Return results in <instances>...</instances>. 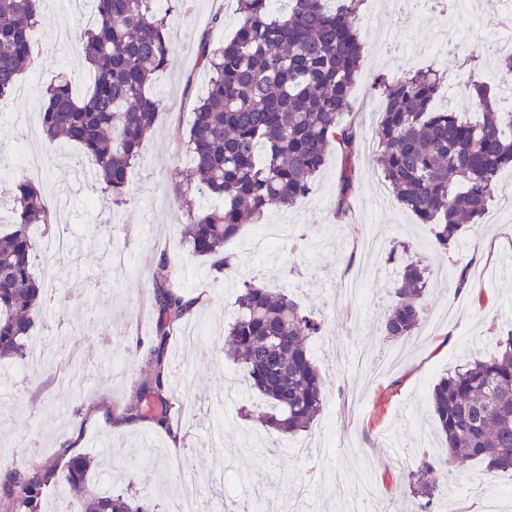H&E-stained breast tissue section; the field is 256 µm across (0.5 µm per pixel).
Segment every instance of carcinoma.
I'll return each instance as SVG.
<instances>
[{"mask_svg": "<svg viewBox=\"0 0 512 512\" xmlns=\"http://www.w3.org/2000/svg\"><path fill=\"white\" fill-rule=\"evenodd\" d=\"M47 0H0V98L17 91L32 61L30 30ZM158 0H92L93 24L77 35L78 50L94 76L91 91L77 97L71 79L46 87L41 139L76 144L94 179L119 205L142 142L165 108L151 88L167 67V12ZM239 25L214 48L199 40L201 66L209 75L205 97L192 109L186 150L192 163L175 171L180 235L196 257L215 269L232 268L224 244L243 222L273 206H292L310 195L331 145L344 162L336 211L349 208L357 131L343 121L352 111L363 57L356 26L362 0H237ZM440 88L428 69L397 79L380 76L379 163L397 201L431 225L433 250L448 255L467 224L477 225L494 198L498 174L512 169V112L500 111L484 84L476 85L480 118L464 120L452 108L434 106ZM12 230L0 234V364L23 357L30 331L47 295L33 267L30 225L47 221L48 203L38 185L17 177L10 192ZM387 261L400 265L395 303L382 323L389 338L408 339L420 329L419 299L429 287L427 268L399 244ZM173 267L162 258L152 272L158 303L154 384L142 387L126 408L133 418L151 413L168 426L176 407L163 394L169 374L164 347L198 299L171 287ZM227 331L234 360L250 387L271 404L259 421L288 436L309 428L325 397L322 374L308 340L321 333L316 316L286 291L267 288L253 274L237 288ZM496 353L455 369L434 385L431 409L447 456L423 463L411 493L430 512L448 467L480 462L489 473L512 470V332ZM93 461L73 457L66 465L20 464L3 484L8 512H40L45 490L67 487L82 501L80 512H149L142 499L97 492L87 496Z\"/></svg>", "mask_w": 512, "mask_h": 512, "instance_id": "cac0c4a2", "label": "carcinoma"}]
</instances>
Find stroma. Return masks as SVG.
<instances>
[{"label": "stroma", "mask_w": 512, "mask_h": 512, "mask_svg": "<svg viewBox=\"0 0 512 512\" xmlns=\"http://www.w3.org/2000/svg\"><path fill=\"white\" fill-rule=\"evenodd\" d=\"M474 2L476 12L451 22L435 41L433 8L398 16L387 0H366L356 21L365 49L347 117L358 133L349 210L336 212L342 157L334 147L312 194L267 213L268 221L287 224L271 251L248 248L254 224L227 242L226 252L240 259L232 278L182 248L173 171L189 163L191 108L208 83L196 60L197 43L204 35L216 45L233 36L236 0H192L189 12L172 11L170 61L154 84L167 109L143 143L126 204L114 207L99 184L73 179L71 166L81 155L74 145L43 149L42 170L30 175L50 207L48 223L30 228L34 269L54 266L57 302L44 305L35 328L48 345L47 362L16 377L0 415L5 463L50 465L90 456L100 463L91 484L109 477L112 492L136 493L156 512H166L177 497L182 476L171 460L179 454L199 478L225 476L214 495L225 512L243 499L256 512H347V494L365 480L377 488L379 512H408L411 477L439 451L429 405L434 384L468 360L493 354L498 337L512 330V172H502L481 230L464 231L448 256H434L429 225L398 203L377 164L381 109L373 83L380 75L393 79L432 66L444 76L438 106L472 111L471 84L497 86L504 76L500 61L512 54V44L486 31L496 4ZM217 15L222 24H213ZM92 21L89 7L50 0L32 31L35 62L20 76L19 93L0 100V195L26 166L28 127L41 123L50 81L67 74L77 94L89 90L92 76L73 35ZM57 224L72 225L78 245L52 262L44 240ZM394 241L408 245L431 275L421 301L423 325L409 343L383 336L378 327L399 272L387 260ZM164 255L179 258L174 289L199 300L183 323L199 343L176 335L165 350L171 370L181 374L167 384L168 397L183 406L174 436L148 417L119 426L138 386L153 375L152 271ZM464 269L472 286L459 292L456 278ZM255 272L267 287L287 289L323 324L311 349L326 396L320 415L296 436L308 446L304 456L285 447L284 436L240 414L244 407H267L224 353L237 281ZM76 414L84 418L77 438L69 426ZM272 444L278 451L270 456L265 449ZM508 486L511 472L491 478L473 462L449 472L432 508L485 512L486 496Z\"/></svg>", "instance_id": "1"}]
</instances>
